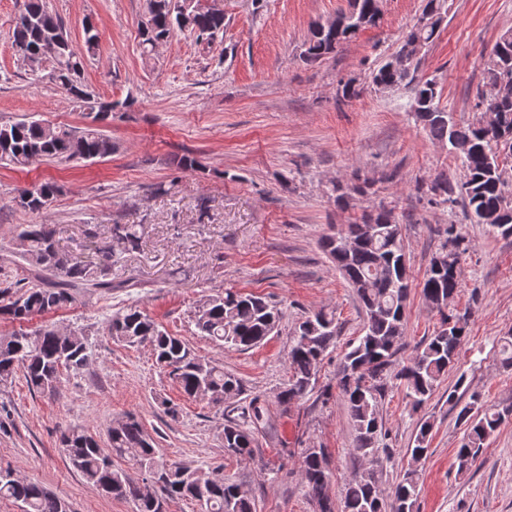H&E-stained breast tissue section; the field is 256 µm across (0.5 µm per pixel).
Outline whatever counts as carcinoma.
Here are the masks:
<instances>
[{
    "label": "carcinoma",
    "instance_id": "cac0c4a2",
    "mask_svg": "<svg viewBox=\"0 0 512 512\" xmlns=\"http://www.w3.org/2000/svg\"><path fill=\"white\" fill-rule=\"evenodd\" d=\"M444 0H422L421 14L404 37L399 51L371 72L378 90L408 87L412 90L411 115L437 142L448 146L460 161L463 177L455 184L439 175L416 182L417 192L432 207L452 209L462 205L473 224H484L492 234L512 236V31L499 36L486 62L487 90L479 93L484 109L472 123H459L441 106V91L433 79L419 76V60H403L407 46L418 41L425 47L440 31ZM382 15L379 0H351L350 10L331 23H315L304 42L302 58L320 63L336 53L345 42L376 25ZM65 31L43 0H24L15 18L10 47L31 70L51 64V77L85 111L90 123L83 128L55 125L25 115L0 121V166L24 169L44 161H95L112 156L117 145L103 127L112 119L114 105L89 90L84 79V62L96 54L98 33L92 22L84 27V51L71 42L50 46L51 32ZM176 31L188 32L196 41L214 42L224 33V10L204 0H147V18L141 27V53L151 58L156 47ZM371 183H332L336 202L348 204L355 195H365ZM60 193L54 182H43L21 191L14 204L30 212L48 209ZM112 237L124 250L139 248L134 224H114ZM442 241L419 283L420 293L440 315L441 326L423 339L412 360L394 370L405 333V309L412 284L407 270L406 250L400 224L383 207L366 211L359 221L347 224L321 240L359 301L363 311L362 335L347 344L336 374L354 435L353 453L369 466L345 484L343 512H419L418 464L426 456L434 423L425 418L417 423L409 460L391 494L379 492L383 469L381 446L383 421L379 406L391 382L406 388L412 410L421 409L440 387L467 337L473 307L449 308L461 288L460 264L469 248L465 238L450 224L441 232ZM20 256L39 269L44 282L30 286L0 283V318L18 324L8 336H0V383L22 371L29 387L54 390L62 375L78 374L89 364L92 350L85 331L63 333L53 326L28 330L24 325L36 316L72 307L74 288L112 287V250L99 261L87 264L78 256L59 251L53 234L44 224H20L17 232ZM284 317L280 304L233 288L200 300L194 311L197 334L227 348L245 350L261 344ZM112 339L129 346L151 348L156 364L164 372L175 368L173 380L181 391L214 406L245 394L236 374L198 356L180 337L162 329L137 306L112 315L106 323ZM340 325L336 313L320 310L295 326L288 350V381L278 401L288 406L305 398L315 386L319 365L336 345ZM460 384L448 391V404L456 421L464 425V437L456 452L457 474H468L484 442L512 417V404L486 408L473 394L466 403L458 395ZM60 442L73 468L92 486L102 491L112 487V496L130 497L136 512H168L162 509L175 500H190L198 512H254L248 490L224 476L222 469L192 468L163 459L142 422L133 414L112 421L107 441L81 426L61 434ZM253 428L235 420L224 425V451L252 457ZM127 460L143 469L138 483L113 458ZM299 464L305 495L318 512H333L328 494L330 482L323 448H302ZM0 498L22 504L23 512H69L66 502L47 488L28 480L13 469L0 466Z\"/></svg>",
    "mask_w": 512,
    "mask_h": 512
}]
</instances>
